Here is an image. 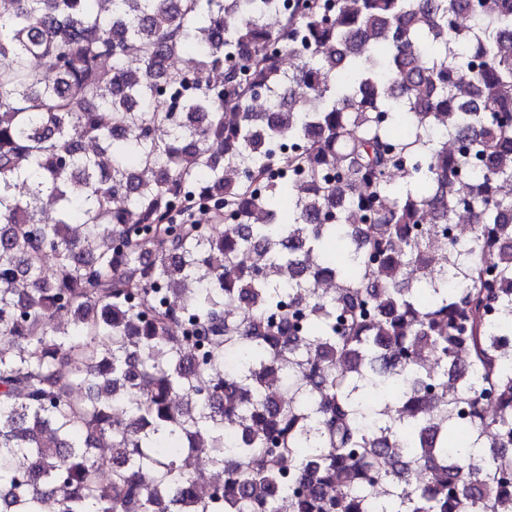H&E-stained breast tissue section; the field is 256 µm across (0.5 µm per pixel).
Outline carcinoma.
I'll return each mask as SVG.
<instances>
[{"mask_svg": "<svg viewBox=\"0 0 512 512\" xmlns=\"http://www.w3.org/2000/svg\"><path fill=\"white\" fill-rule=\"evenodd\" d=\"M0 338V512H512V0H0Z\"/></svg>", "mask_w": 512, "mask_h": 512, "instance_id": "cac0c4a2", "label": "carcinoma"}]
</instances>
